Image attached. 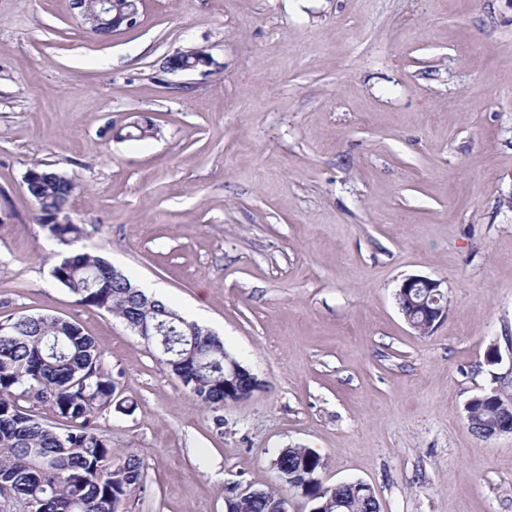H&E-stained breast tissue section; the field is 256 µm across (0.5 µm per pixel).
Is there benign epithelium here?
I'll use <instances>...</instances> for the list:
<instances>
[{
  "label": "benign epithelium",
  "mask_w": 512,
  "mask_h": 512,
  "mask_svg": "<svg viewBox=\"0 0 512 512\" xmlns=\"http://www.w3.org/2000/svg\"><path fill=\"white\" fill-rule=\"evenodd\" d=\"M141 0H73L74 8L86 9V16L116 30L122 26L131 27L137 23ZM214 64L212 57L197 48L177 50L168 56L166 69L171 73L193 71L200 66ZM397 304L406 321L413 329H418L412 319L413 313L423 317L426 328L433 329L448 315V300L442 289V281L423 276H408L398 285ZM224 369V400L234 401L240 395L248 397L258 390L261 382L237 359L226 356Z\"/></svg>",
  "instance_id": "obj_1"
}]
</instances>
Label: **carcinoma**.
<instances>
[{"label": "carcinoma", "instance_id": "obj_1", "mask_svg": "<svg viewBox=\"0 0 512 512\" xmlns=\"http://www.w3.org/2000/svg\"><path fill=\"white\" fill-rule=\"evenodd\" d=\"M75 191L69 180L45 181L28 191L36 220L50 237L70 246L84 235L63 206ZM54 281L90 308L137 324H153L175 309L131 287L127 276H112V265L87 251H72L51 270ZM0 329V488L11 492L9 512H119L128 492L143 483V462L129 452L115 457L112 441L98 426L112 407L116 386L101 367L94 339L75 321L44 314H20ZM168 364L201 403L217 413L224 408V342L199 325L172 324L165 336ZM48 404L61 426L43 422L36 406ZM468 429L486 437L493 423L512 418V409L475 400L466 407ZM275 468L289 474L312 507L344 498L343 512H374V505L346 489L336 492L319 482L322 458L309 448L278 453ZM280 493L255 490L246 505L229 512H276Z\"/></svg>", "mask_w": 512, "mask_h": 512}]
</instances>
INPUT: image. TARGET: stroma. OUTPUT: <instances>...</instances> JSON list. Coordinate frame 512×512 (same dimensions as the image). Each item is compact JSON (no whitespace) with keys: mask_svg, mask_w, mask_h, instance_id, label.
Listing matches in <instances>:
<instances>
[{"mask_svg":"<svg viewBox=\"0 0 512 512\" xmlns=\"http://www.w3.org/2000/svg\"><path fill=\"white\" fill-rule=\"evenodd\" d=\"M198 47L210 67L172 74ZM149 119L158 137L127 138ZM76 192L81 249L161 287L262 383L224 425L152 346L78 303L23 180ZM439 279L413 330L395 292ZM94 338L116 397L99 424L139 455L119 512H224L225 487L288 494L285 448L380 512H512V435L470 432L512 384V0H143L101 40L72 0H0V319ZM497 345L501 363L489 364ZM214 64L212 57L204 50L189 48L177 50L168 56L166 69L171 73L196 70L200 66L208 67ZM395 295L402 314L415 330H418V326L412 319L413 312L423 317L428 330H432L448 315V300L440 280L408 276L400 282Z\"/></svg>","mask_w":512,"mask_h":512,"instance_id":"obj_1","label":"stroma"}]
</instances>
